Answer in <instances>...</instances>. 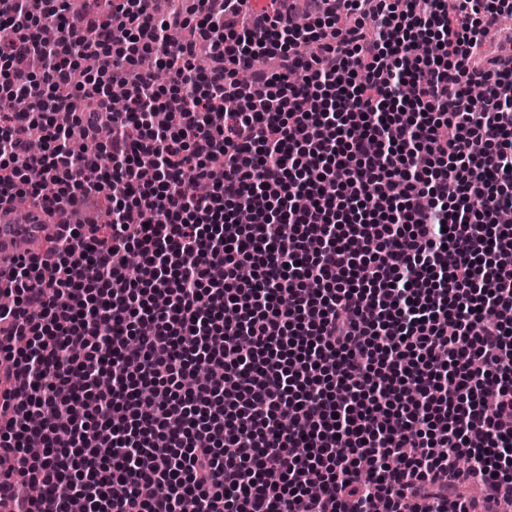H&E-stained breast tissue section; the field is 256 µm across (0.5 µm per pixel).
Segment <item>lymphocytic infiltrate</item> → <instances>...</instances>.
<instances>
[{"instance_id":"f902f5d3","label":"lymphocytic infiltrate","mask_w":512,"mask_h":512,"mask_svg":"<svg viewBox=\"0 0 512 512\" xmlns=\"http://www.w3.org/2000/svg\"><path fill=\"white\" fill-rule=\"evenodd\" d=\"M80 2L0 0V203L63 218L7 272L0 505L512 507V0Z\"/></svg>"}]
</instances>
